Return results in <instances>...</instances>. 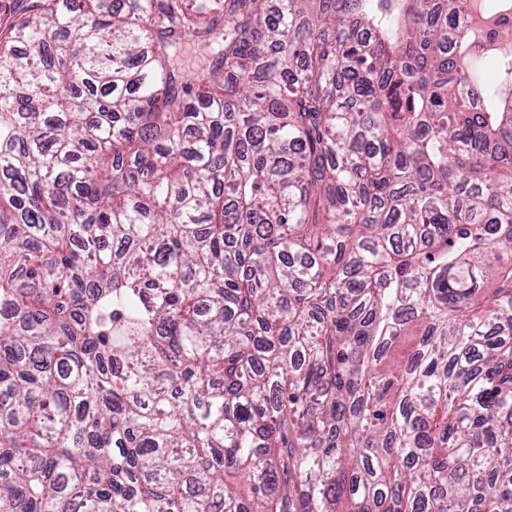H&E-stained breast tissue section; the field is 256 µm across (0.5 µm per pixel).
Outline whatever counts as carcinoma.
I'll return each instance as SVG.
<instances>
[{"label": "carcinoma", "mask_w": 512, "mask_h": 512, "mask_svg": "<svg viewBox=\"0 0 512 512\" xmlns=\"http://www.w3.org/2000/svg\"><path fill=\"white\" fill-rule=\"evenodd\" d=\"M73 2L0 0V512H512V0ZM209 57L207 50L200 48L197 42L186 41L179 52L178 64L186 71L201 65Z\"/></svg>", "instance_id": "1"}]
</instances>
